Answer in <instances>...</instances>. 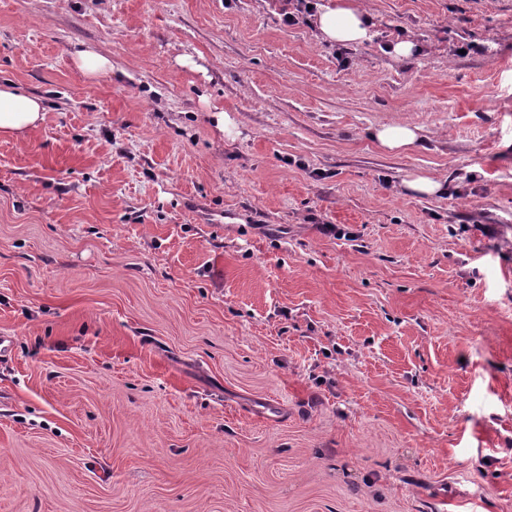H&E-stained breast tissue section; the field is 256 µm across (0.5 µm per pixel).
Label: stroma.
I'll return each mask as SVG.
<instances>
[{
  "instance_id": "stroma-1",
  "label": "stroma",
  "mask_w": 512,
  "mask_h": 512,
  "mask_svg": "<svg viewBox=\"0 0 512 512\" xmlns=\"http://www.w3.org/2000/svg\"><path fill=\"white\" fill-rule=\"evenodd\" d=\"M358 3L0 0V512H512V0ZM354 0H336L315 15L317 36L323 41L338 44H358L371 38L368 17ZM72 55L75 65L88 78H95L112 70L111 59L95 49L80 48L75 50ZM46 111V103L41 97L0 84V139L28 140L41 128ZM419 129L411 126H382L375 130L374 138L389 150L405 149L414 145L418 139Z\"/></svg>"
}]
</instances>
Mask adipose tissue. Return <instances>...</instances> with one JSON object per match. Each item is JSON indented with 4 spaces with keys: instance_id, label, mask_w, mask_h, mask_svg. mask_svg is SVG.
Segmentation results:
<instances>
[{
    "instance_id": "obj_1",
    "label": "adipose tissue",
    "mask_w": 512,
    "mask_h": 512,
    "mask_svg": "<svg viewBox=\"0 0 512 512\" xmlns=\"http://www.w3.org/2000/svg\"><path fill=\"white\" fill-rule=\"evenodd\" d=\"M314 25L318 38L330 43L358 44L371 37L369 19L354 0H335L322 7ZM46 111L41 97L0 84V139L28 140L41 128Z\"/></svg>"
}]
</instances>
